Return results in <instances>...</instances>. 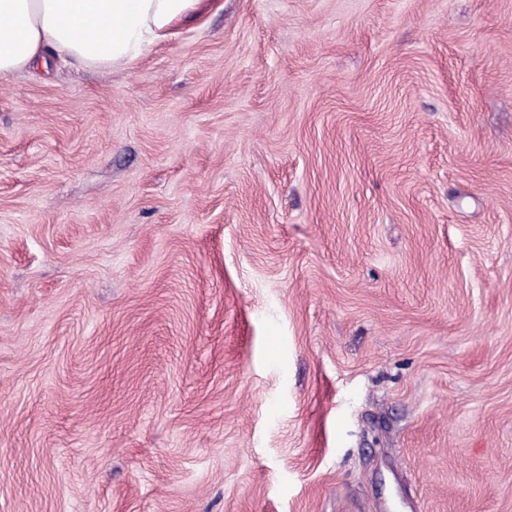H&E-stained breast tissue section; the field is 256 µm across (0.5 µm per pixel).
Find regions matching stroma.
Masks as SVG:
<instances>
[{
  "mask_svg": "<svg viewBox=\"0 0 512 512\" xmlns=\"http://www.w3.org/2000/svg\"><path fill=\"white\" fill-rule=\"evenodd\" d=\"M0 512H512V0L0 83Z\"/></svg>",
  "mask_w": 512,
  "mask_h": 512,
  "instance_id": "35a3bbf8",
  "label": "stroma"
}]
</instances>
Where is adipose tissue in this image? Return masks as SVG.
Masks as SVG:
<instances>
[{
  "mask_svg": "<svg viewBox=\"0 0 512 512\" xmlns=\"http://www.w3.org/2000/svg\"><path fill=\"white\" fill-rule=\"evenodd\" d=\"M202 0H0V82L34 73L46 50L88 68L132 67Z\"/></svg>",
  "mask_w": 512,
  "mask_h": 512,
  "instance_id": "ef3b65f1",
  "label": "adipose tissue"
}]
</instances>
